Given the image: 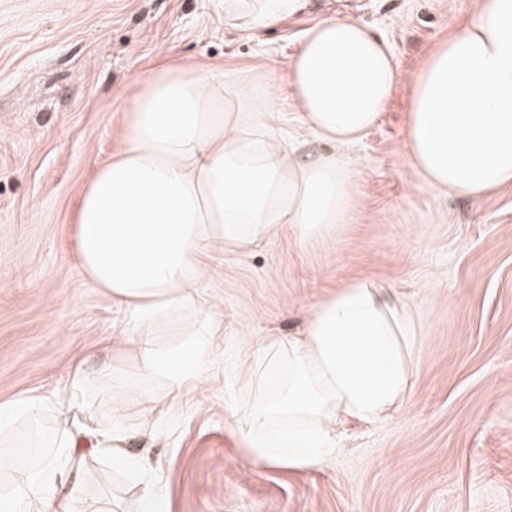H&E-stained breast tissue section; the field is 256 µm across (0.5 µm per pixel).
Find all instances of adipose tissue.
Here are the masks:
<instances>
[{"instance_id": "obj_1", "label": "adipose tissue", "mask_w": 512, "mask_h": 512, "mask_svg": "<svg viewBox=\"0 0 512 512\" xmlns=\"http://www.w3.org/2000/svg\"><path fill=\"white\" fill-rule=\"evenodd\" d=\"M302 0H224L225 23L265 28L296 13ZM248 111L247 83L179 64L134 78L123 147L84 188L75 215L76 248L90 282L103 289L130 332L142 371L166 380L171 395L211 374V337L223 313L200 301L201 256L223 261L288 228L299 239L346 223L353 172L332 155L301 157L281 135L276 86L296 102L301 135L353 145L373 129L399 82L387 41L336 16L302 39L286 75ZM406 146L413 168L439 190L481 198L512 183V0H483L413 75ZM188 317L194 327L170 348L156 325ZM413 315L383 283L355 280L308 312L291 337H262L254 359L264 380L287 383L264 394L243 437L257 463L305 469L336 447L339 418L374 422L403 404L413 387ZM82 369L52 394L22 392L0 405V436L26 422L18 445L30 460L0 488V512H93L83 494L85 449L141 468L126 432L87 403Z\"/></svg>"}]
</instances>
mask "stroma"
Wrapping results in <instances>:
<instances>
[{
	"label": "stroma",
	"instance_id": "1",
	"mask_svg": "<svg viewBox=\"0 0 512 512\" xmlns=\"http://www.w3.org/2000/svg\"><path fill=\"white\" fill-rule=\"evenodd\" d=\"M482 0H304L277 24L225 25L222 0H0V404L112 367L91 396L123 402L113 422L148 454L170 512H512V184L480 200L425 185L405 147L412 75ZM387 40L400 82L377 125L333 147L354 171L347 223L313 239L284 230L225 253L205 273L224 314L220 365L182 398L145 377L118 342L112 301L85 275L74 217L83 187L120 149L134 75L218 65L250 79L286 72L321 18ZM355 279L412 302L409 401L338 426L340 448L290 470L248 459L239 433L258 393L250 355L295 334L306 311ZM153 400L143 434L140 397ZM141 476L88 455L84 494L101 512H139Z\"/></svg>",
	"mask_w": 512,
	"mask_h": 512
}]
</instances>
